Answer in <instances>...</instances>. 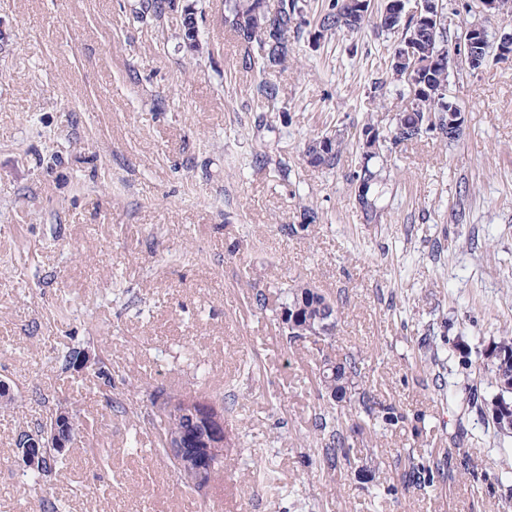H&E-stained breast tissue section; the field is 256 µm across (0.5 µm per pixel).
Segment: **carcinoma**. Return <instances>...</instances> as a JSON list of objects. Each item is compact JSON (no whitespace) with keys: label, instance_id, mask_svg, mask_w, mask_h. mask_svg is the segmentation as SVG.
Here are the masks:
<instances>
[{"label":"carcinoma","instance_id":"cac0c4a2","mask_svg":"<svg viewBox=\"0 0 512 512\" xmlns=\"http://www.w3.org/2000/svg\"><path fill=\"white\" fill-rule=\"evenodd\" d=\"M356 0H330L326 9L320 12L321 28L328 32L353 34L361 30L367 18L357 13ZM175 8V0H139L135 19L140 23L159 22L166 10ZM306 4L303 0H277L272 8L267 0H224V23L228 24L237 39L245 47L242 64L245 68L265 72L266 69L283 66L292 52L288 33L297 28L298 19L303 16ZM196 13L184 10L182 37L186 47L194 52L201 50L198 40L197 23L193 22ZM400 41L415 40L423 49L425 64L418 73V85L422 92L412 99L396 118L395 126L389 129L388 136L393 143L400 144L405 139L396 137V127L408 123L415 115H424L426 120L448 124V110L443 101L448 99V28L418 22L414 19L399 21ZM260 106L265 112L279 111L281 89L278 83L266 80L258 85ZM355 139L351 132L345 137L325 143L318 137L308 141L303 160L313 168L332 169L337 165L349 144ZM352 182L363 183L362 208L372 212L377 207L380 190L376 175L369 166L363 164L352 176ZM280 312L288 316L298 315L300 324L316 320L325 312L339 314L343 299L332 298L309 284H294L281 289ZM83 345H66L54 357L55 368L62 372H75V361ZM452 354L458 359V366L467 371L473 368L471 351L461 343H451ZM333 358L337 374L317 366L318 385L321 398L326 402L323 410L315 418V451L320 463L330 471L345 469L354 473L362 481L372 480V457L358 453L355 445L358 436L367 433L377 435L385 431L411 428L415 434L427 432L425 417L421 414L409 415L393 403L378 399L367 388L362 376L361 359L353 353L339 354L333 350L322 353L321 359ZM483 370L494 388L490 397L479 392L478 387H470L467 404L491 421L494 432L509 437L512 435V336L507 334L493 341L482 360ZM171 406L165 416L154 415V420L166 430L183 435L184 447L197 448L199 441L207 437L209 425L202 418L186 414L183 396L167 397ZM407 461V466L393 482L379 494L396 497L410 489L428 492L436 488L446 477H451L455 466L470 472L473 481L480 485H491L499 481V475L484 469L470 470V460L462 457L454 462L453 452L442 454L425 451L417 455L405 452L397 455L396 464ZM66 456L52 457L38 471H28L27 484L32 488L41 487L52 475L65 466ZM224 475V450L214 451L209 457L208 468L203 476L205 485Z\"/></svg>","mask_w":512,"mask_h":512}]
</instances>
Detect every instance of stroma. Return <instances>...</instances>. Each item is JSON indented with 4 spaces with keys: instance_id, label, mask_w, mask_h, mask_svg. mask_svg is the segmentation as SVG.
Wrapping results in <instances>:
<instances>
[{
    "instance_id": "obj_1",
    "label": "stroma",
    "mask_w": 512,
    "mask_h": 512,
    "mask_svg": "<svg viewBox=\"0 0 512 512\" xmlns=\"http://www.w3.org/2000/svg\"><path fill=\"white\" fill-rule=\"evenodd\" d=\"M307 2L295 58L261 74L243 67L224 0H177L157 28L136 22L139 0H0V380L15 395L0 412V512H39L43 495L65 512H512V437L464 402L468 385L492 389L441 364L447 339L477 360L512 331V60L451 73L458 141L425 134L371 160L384 185L370 222L350 182L359 155L318 169L302 148L367 121L388 131L410 98L395 80L372 101L395 37L369 25L310 44L322 0ZM187 6L200 54L183 42ZM264 78L287 120L258 111ZM307 209L308 231L283 233ZM295 281L344 294L335 349L431 428L371 443L374 482L328 475L313 451L318 347L276 317ZM428 338L439 362L424 357ZM84 341L112 374L109 393L54 368L57 349ZM160 390L224 402L235 445L207 492L162 461L159 426L134 419ZM60 404L83 429L63 475L35 494L14 439ZM401 448L509 477L490 491L458 472L427 494L378 498Z\"/></svg>"
}]
</instances>
